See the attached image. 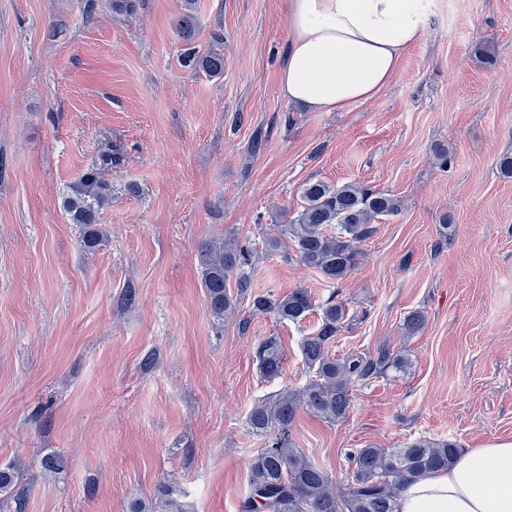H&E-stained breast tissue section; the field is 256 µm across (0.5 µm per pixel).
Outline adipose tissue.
<instances>
[{"mask_svg": "<svg viewBox=\"0 0 512 512\" xmlns=\"http://www.w3.org/2000/svg\"><path fill=\"white\" fill-rule=\"evenodd\" d=\"M429 0H289L282 98L346 112L375 98L427 28ZM398 512H512V441L469 448L410 483Z\"/></svg>", "mask_w": 512, "mask_h": 512, "instance_id": "ef3b65f1", "label": "adipose tissue"}]
</instances>
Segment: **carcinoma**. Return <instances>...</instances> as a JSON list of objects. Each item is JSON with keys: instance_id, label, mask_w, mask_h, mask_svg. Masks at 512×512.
<instances>
[{"instance_id": "cac0c4a2", "label": "carcinoma", "mask_w": 512, "mask_h": 512, "mask_svg": "<svg viewBox=\"0 0 512 512\" xmlns=\"http://www.w3.org/2000/svg\"><path fill=\"white\" fill-rule=\"evenodd\" d=\"M195 25V0H184L176 29L189 41ZM182 63L211 78L224 73V55L214 50L201 53L188 47ZM116 162L114 156L104 157L100 166L81 176L65 200L72 222L85 226L89 247L99 242L100 211L112 200V185L101 170ZM302 198V209L279 226V235L264 240L265 249L277 250L282 240L291 241L298 261L334 284L345 280L360 264V243L374 234V221L395 216L401 209L395 195L359 183L335 188L322 180H309L302 187ZM252 256L253 247L235 237L202 247L201 282L214 315H234L240 301L249 297L252 311L280 322L299 323L316 307L320 321L302 344L304 365L312 378L302 387H286L259 400L247 415L250 430L264 438L265 447L250 464L249 490L240 512H397V500L406 485L447 470L459 455V445L451 440L419 439L405 448H350L345 453L347 483L337 487L326 471L291 441L298 412H309L329 423L341 422L350 413L355 388L391 371H406L410 360L389 345L341 359L332 356L330 348L347 318L338 294L332 293L318 306L305 288L279 296L252 295L248 270ZM424 326V315L414 311L404 318L403 334L414 336ZM255 358L261 378L273 381L282 376L284 358L278 337H266ZM18 482L14 465L0 466V495L20 505L26 491Z\"/></svg>"}]
</instances>
